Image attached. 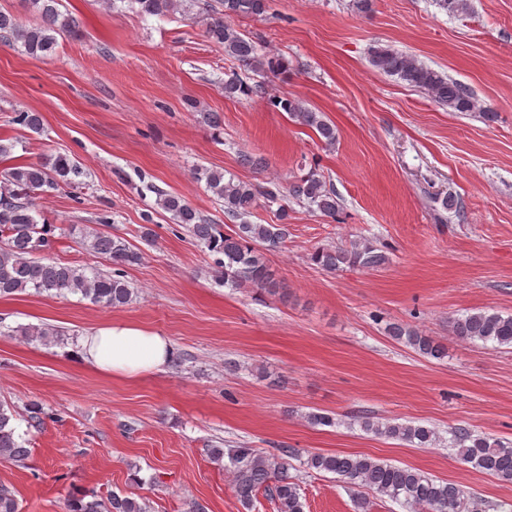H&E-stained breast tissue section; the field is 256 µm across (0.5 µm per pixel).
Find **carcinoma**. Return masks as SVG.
Returning <instances> with one entry per match:
<instances>
[{
	"label": "carcinoma",
	"instance_id": "1",
	"mask_svg": "<svg viewBox=\"0 0 512 512\" xmlns=\"http://www.w3.org/2000/svg\"><path fill=\"white\" fill-rule=\"evenodd\" d=\"M137 15L163 16L194 0H126ZM36 16L33 23H23L12 13L0 10V41L19 43L36 58L51 56L58 46L57 37L78 31L75 16L60 10L62 0H27ZM268 0H208L206 36L224 46V56L251 66L256 72H284L288 63L268 58L257 43L234 26L237 16L262 17L268 11ZM369 61L377 71L397 78L426 94L434 103L450 112H477L486 119L492 114L481 107L462 84L421 62L413 55L390 47L371 50ZM265 93V86L250 85L233 74L224 81L228 97H251ZM271 109L288 113L291 120L315 131L327 146L336 144V126L323 113L305 107L292 98L270 96ZM15 123L39 133L42 116L37 112H20ZM194 176L205 181L207 188L224 203V215L239 221L234 234L224 233L223 225L211 224L194 207L178 195L155 191V204L183 226L191 237L216 256L217 273L232 288H257L270 293L280 288L267 264V253L285 245L288 239V209L280 208L277 224H252L247 221L258 200L270 202L289 195L314 208L325 217L336 218L338 203L335 191L316 171L311 170L296 182L284 187L277 182L265 186L225 179L224 172L198 167ZM86 172L78 161L67 155H48L36 163L21 164L0 171V297L15 296L27 291L35 294H79L95 305L119 308L127 305L133 290L126 279L125 267L140 261V253L121 239L98 232L83 235L90 252L112 261V271L102 273L93 268L58 263L45 256L55 238L56 226L41 224L35 217L34 194L62 186L83 183ZM311 260L327 272L343 267L373 268L384 264L385 254L369 242H353L348 247H319ZM456 336L472 342L492 343L499 348H512V314L479 310L466 313L452 321ZM388 334L396 342L410 347L425 358L441 360L448 350L430 336L400 323L388 325ZM22 335L49 342L61 335L50 324L30 326ZM13 414L0 403V462H22L29 456L15 434ZM351 421L367 432L409 443L417 448L437 444V432L414 423L379 421L359 411ZM448 448L460 460L512 484V442L478 433L457 425L448 430ZM216 461L229 458L233 485L242 506L249 510L258 493L276 506L277 512H304L299 480L290 473L291 460L298 457L294 448H279L273 454H260L254 449H211ZM305 465L309 470L336 475L347 485L366 488L384 500L397 502L408 512H486L485 504L455 484L435 479L423 471L354 454L311 453ZM150 505L129 496L112 494L107 498L76 492L67 500V512H149ZM0 512H20L14 489L0 483Z\"/></svg>",
	"mask_w": 512,
	"mask_h": 512
}]
</instances>
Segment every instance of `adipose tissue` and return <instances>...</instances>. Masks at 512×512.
<instances>
[{"label":"adipose tissue","mask_w":512,"mask_h":512,"mask_svg":"<svg viewBox=\"0 0 512 512\" xmlns=\"http://www.w3.org/2000/svg\"><path fill=\"white\" fill-rule=\"evenodd\" d=\"M81 363L112 377L137 378L162 370L176 351L170 339L131 323H109L81 336Z\"/></svg>","instance_id":"adipose-tissue-1"}]
</instances>
